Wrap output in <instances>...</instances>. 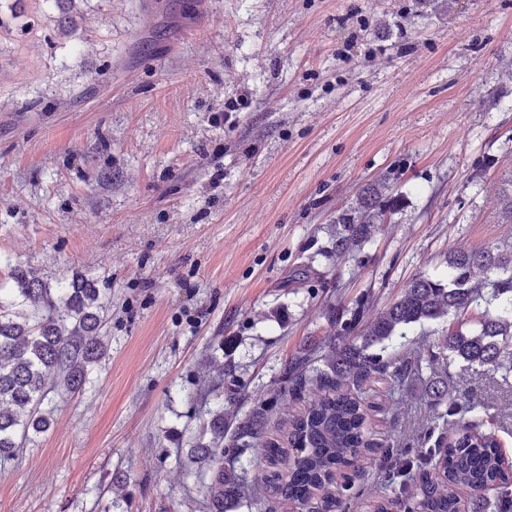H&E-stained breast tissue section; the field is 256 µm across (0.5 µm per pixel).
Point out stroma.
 Instances as JSON below:
<instances>
[{
	"label": "stroma",
	"mask_w": 512,
	"mask_h": 512,
	"mask_svg": "<svg viewBox=\"0 0 512 512\" xmlns=\"http://www.w3.org/2000/svg\"><path fill=\"white\" fill-rule=\"evenodd\" d=\"M511 196L512 0H0V282L93 278L109 342L0 464V512H208L180 459L215 411L450 250L512 249ZM440 375L512 462V382ZM397 396L377 441L450 437L424 378ZM374 215L371 217V219ZM370 214L361 215L357 212L343 215L338 224L342 226L336 238V254L349 253L353 247L368 239L370 235L371 223Z\"/></svg>",
	"instance_id": "35a3bbf8"
}]
</instances>
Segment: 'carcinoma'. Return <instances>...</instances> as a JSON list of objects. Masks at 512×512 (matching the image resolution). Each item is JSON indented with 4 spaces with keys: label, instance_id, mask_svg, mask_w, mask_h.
<instances>
[{
    "label": "carcinoma",
    "instance_id": "obj_1",
    "mask_svg": "<svg viewBox=\"0 0 512 512\" xmlns=\"http://www.w3.org/2000/svg\"><path fill=\"white\" fill-rule=\"evenodd\" d=\"M338 224V254L370 235L368 215L345 214ZM448 268L445 283L418 276L380 312L355 313V321H365L363 335L306 344L284 364V389L294 397L307 391L310 398L295 412L284 404L277 437L267 435L271 409L262 401L232 422V447L253 448L268 465L249 482L233 469L224 471V410L216 411L213 441L194 449V458L213 465L207 486L211 512H224L225 505L255 491L265 494V512H278L283 500L304 503L313 497L325 512H345L337 495L339 484L351 480L344 468L380 450L387 459L394 455L371 438L375 403L363 391L369 383L381 375L399 383L450 359L467 368L490 367L505 379L512 374V250L456 249ZM476 269L499 277L474 284ZM12 280L10 287L0 284V460L48 429L40 405L51 385L80 390L107 354L100 339L102 293L94 280L75 273L52 284L19 264L12 267ZM439 320L448 327L422 348L396 350L386 360L373 351L385 350L406 327ZM427 396L435 406H446L444 415L469 413L471 421L457 425L446 447L426 449L425 466L399 485L395 497L369 493L372 512H512V480L506 481L512 469L497 438L471 433L480 419L478 403L450 393L441 377L430 381Z\"/></svg>",
    "mask_w": 512,
    "mask_h": 512
}]
</instances>
